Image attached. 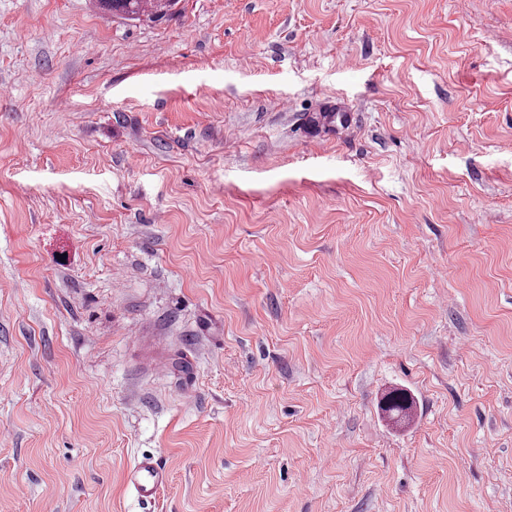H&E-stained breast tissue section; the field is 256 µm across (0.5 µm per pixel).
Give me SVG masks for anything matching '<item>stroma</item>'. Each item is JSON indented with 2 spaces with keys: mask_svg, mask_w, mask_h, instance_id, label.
I'll list each match as a JSON object with an SVG mask.
<instances>
[{
  "mask_svg": "<svg viewBox=\"0 0 512 512\" xmlns=\"http://www.w3.org/2000/svg\"><path fill=\"white\" fill-rule=\"evenodd\" d=\"M177 9L0 0V512H512V0ZM156 1V2H151ZM174 0H97V7L103 12L130 20H141L146 16L150 21L164 17ZM413 402L409 394L402 390L388 393L382 401V409L396 422L410 416ZM165 477L164 466L154 457L138 461L133 470V485L138 497L145 502L153 500Z\"/></svg>",
  "mask_w": 512,
  "mask_h": 512,
  "instance_id": "obj_1",
  "label": "stroma"
}]
</instances>
